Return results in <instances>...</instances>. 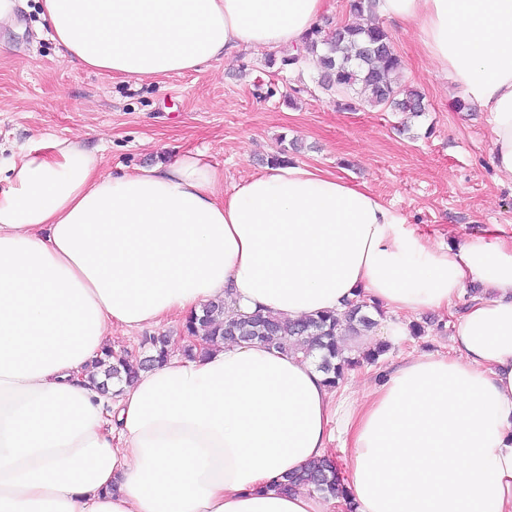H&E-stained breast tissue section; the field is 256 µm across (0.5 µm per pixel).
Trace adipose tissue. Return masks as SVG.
Wrapping results in <instances>:
<instances>
[{
    "instance_id": "adipose-tissue-1",
    "label": "adipose tissue",
    "mask_w": 512,
    "mask_h": 512,
    "mask_svg": "<svg viewBox=\"0 0 512 512\" xmlns=\"http://www.w3.org/2000/svg\"><path fill=\"white\" fill-rule=\"evenodd\" d=\"M60 56L137 81L244 47L303 50L325 0H40ZM488 112L512 183V0H376ZM60 140L0 170V512H331L283 476L345 454L352 512H512V238L432 245L369 189L308 164L224 191L188 150L118 176ZM487 289L467 298L469 282ZM284 320L356 299L406 317L465 303L447 355H411L363 396L260 341L170 343L101 392L92 364L128 331L215 298Z\"/></svg>"
}]
</instances>
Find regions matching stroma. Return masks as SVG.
I'll use <instances>...</instances> for the list:
<instances>
[{"mask_svg": "<svg viewBox=\"0 0 512 512\" xmlns=\"http://www.w3.org/2000/svg\"><path fill=\"white\" fill-rule=\"evenodd\" d=\"M38 0H27L15 29L0 31V157L18 158L54 140L100 150L116 174L197 150L224 169V186L262 171L281 141L295 161L366 186L409 225L444 244L492 225L512 234V184L491 164L489 116L434 71L411 27L386 22L406 83L425 96L420 117L379 108H336L316 68L268 66L249 48L199 72L125 80L62 61L46 38ZM454 312L408 317L422 329L361 363L344 382L382 377L413 353L447 354Z\"/></svg>", "mask_w": 512, "mask_h": 512, "instance_id": "stroma-1", "label": "stroma"}]
</instances>
